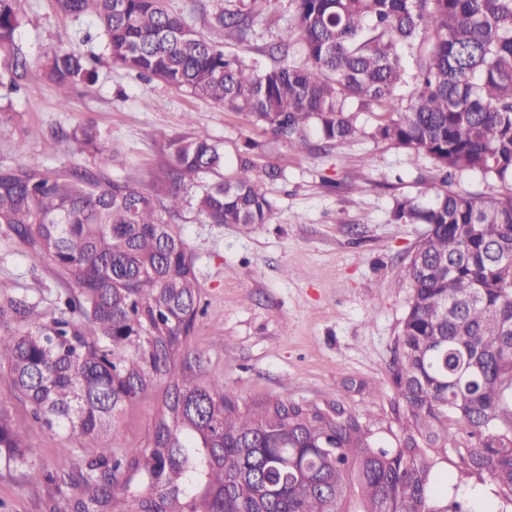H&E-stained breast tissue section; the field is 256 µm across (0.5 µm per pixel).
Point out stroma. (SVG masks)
I'll use <instances>...</instances> for the list:
<instances>
[{
    "mask_svg": "<svg viewBox=\"0 0 512 512\" xmlns=\"http://www.w3.org/2000/svg\"><path fill=\"white\" fill-rule=\"evenodd\" d=\"M19 6L15 41L28 60L76 47L94 57L98 78L74 91L64 109L49 79H23L18 93L0 99V113L11 118L9 131L0 134V163L93 164L94 156L72 152L66 139L86 121L123 157L114 176L139 188L149 186L165 162L166 140L199 130L229 153L250 139L262 145L263 162L287 159L284 179L267 186L274 206L270 223L210 224L188 206L175 219L200 282L202 312L188 343L193 373L201 384L233 392L243 406L275 399L334 406L381 438L399 433L389 365L412 292L406 266L427 227L396 223L392 208L395 198L427 190L432 160L374 138L379 115L369 111L358 115L361 137L290 156L287 143L254 127L245 113L114 66L95 17L63 16L51 0H19ZM293 12L292 0H263L250 42L235 48L246 65L269 64L262 49L277 41ZM66 290L51 265L0 235V299L29 297L36 317L47 318ZM156 389L157 397L114 415L101 445L122 453L146 448L164 383ZM8 416L47 472L64 463L81 466L93 453L63 435L34 436L36 422L24 401L12 400ZM467 443L463 433L449 443L448 474L473 512H495L493 479L463 472L458 450ZM73 493L58 482L31 481L26 468L0 463V512H49Z\"/></svg>",
    "mask_w": 512,
    "mask_h": 512,
    "instance_id": "35a3bbf8",
    "label": "stroma"
}]
</instances>
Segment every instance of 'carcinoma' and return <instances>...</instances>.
Listing matches in <instances>:
<instances>
[{
	"label": "carcinoma",
	"mask_w": 512,
	"mask_h": 512,
	"mask_svg": "<svg viewBox=\"0 0 512 512\" xmlns=\"http://www.w3.org/2000/svg\"><path fill=\"white\" fill-rule=\"evenodd\" d=\"M67 16L93 15L112 64L244 112L299 156L358 138L360 109L380 113L373 136L430 157L435 176L418 197L395 199L403 224H426L406 275L412 294L390 379L401 409L396 443L358 417L285 400L243 409L179 363L200 308L186 241L162 214L183 208L201 174L197 212L212 224H267L272 202L261 145L235 158L206 133L171 139L148 189L115 178L100 131L73 128L94 165H0V231L77 288L46 319L25 297L0 301V369L40 430L92 444L123 406L166 392L150 442L135 455L102 448L73 473L66 512H112L132 483L138 512H472L448 493L453 424L467 430L462 460L486 471L512 505V0H294L293 23L251 69L226 51L250 40L254 14L226 7L204 34L162 0H54ZM18 0H0V89L27 73ZM428 46L407 70L402 52ZM301 43L302 60L290 59ZM39 69L65 103L92 84L87 56L45 54ZM411 88L408 105L397 91ZM472 173L509 184L486 198L454 188ZM0 396V462L43 476L34 449L9 425Z\"/></svg>",
	"instance_id": "obj_1"
}]
</instances>
